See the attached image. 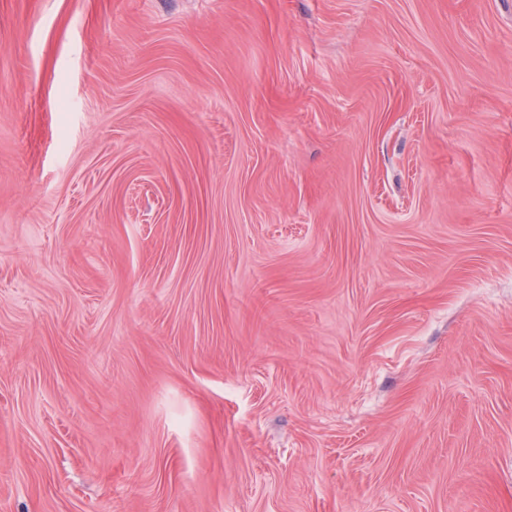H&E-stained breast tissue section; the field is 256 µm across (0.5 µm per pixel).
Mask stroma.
<instances>
[{"mask_svg": "<svg viewBox=\"0 0 512 512\" xmlns=\"http://www.w3.org/2000/svg\"><path fill=\"white\" fill-rule=\"evenodd\" d=\"M0 512H512V0H0Z\"/></svg>", "mask_w": 512, "mask_h": 512, "instance_id": "1", "label": "stroma"}]
</instances>
